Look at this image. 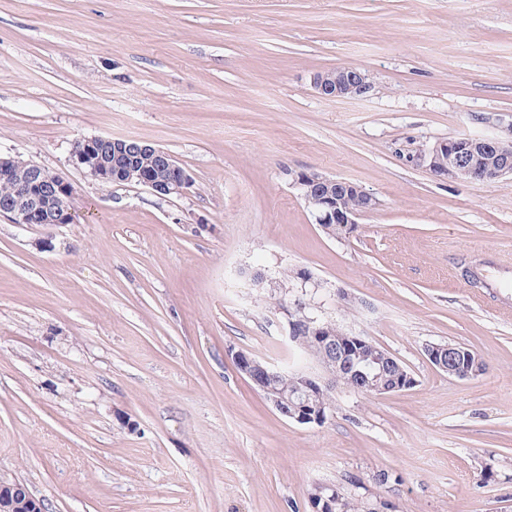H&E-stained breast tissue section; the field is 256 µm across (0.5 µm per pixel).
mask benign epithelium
<instances>
[{"mask_svg":"<svg viewBox=\"0 0 512 512\" xmlns=\"http://www.w3.org/2000/svg\"><path fill=\"white\" fill-rule=\"evenodd\" d=\"M312 83L321 96L329 98L364 95L372 89L365 72L356 67H336L318 72L314 74ZM113 150L126 155L149 154L158 168L169 172L168 178L160 179L152 172L128 169V182L155 195L180 196L194 186L190 172L171 153L137 140L101 136L87 138L81 149L73 151V157L76 164L96 180L110 184L112 168L105 162V157ZM477 150L498 158L495 177L512 175V139L452 138L435 143L419 155V161L438 177L468 181ZM0 182L13 186L12 194L0 199V214L12 223L69 224L73 221V189L62 177L48 173L35 163L30 165L28 175L21 177L13 157L0 155ZM292 182L305 201L316 205L312 211L315 223L332 238L350 237L358 228L357 219L376 205V199L360 186L314 170L293 173ZM348 196L360 199V206L345 204ZM285 314L291 339L296 334L297 323L305 322L314 344L308 352L314 355L333 381L341 382L344 376L355 374L365 380L372 378L376 383L366 387L358 385L356 390L365 389L377 395L397 393L415 384V379L398 359L366 338L348 334L331 322L307 316L301 304L292 310L285 309ZM426 356L434 367L453 377L469 379L482 373L478 355L463 351L456 344L430 345L426 348ZM235 364L239 372L287 419L302 425H322L332 414L333 407L326 402L330 385L322 378L282 371L244 351L235 354ZM282 376L293 383L295 399L286 397L269 385V381ZM0 512H43V504L23 483L0 480Z\"/></svg>","mask_w":512,"mask_h":512,"instance_id":"7a95c632","label":"benign epithelium"}]
</instances>
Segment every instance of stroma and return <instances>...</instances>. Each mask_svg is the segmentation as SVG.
<instances>
[{
	"mask_svg": "<svg viewBox=\"0 0 512 512\" xmlns=\"http://www.w3.org/2000/svg\"><path fill=\"white\" fill-rule=\"evenodd\" d=\"M353 65L371 91L326 98ZM134 139L193 176L181 196L104 184L75 142ZM512 137V0H0V154L74 188L71 224L0 216V479L44 512H313L336 487L395 512H512V177L416 160ZM378 200L329 237L290 172ZM292 278L257 288L251 275ZM367 337L412 388L332 387L326 423L275 411L232 358L321 374L283 303ZM458 343L459 379L428 361ZM393 479L381 483L380 473ZM312 83L321 96L329 98L364 95L372 89L365 72L356 67H336L318 72L314 74ZM425 352L429 362L449 376L469 379L478 377L482 373V360L478 355L476 353L473 355L468 351H463L456 344L429 345ZM464 363L467 364V367L461 366V364Z\"/></svg>",
	"mask_w": 512,
	"mask_h": 512,
	"instance_id": "1",
	"label": "stroma"
}]
</instances>
